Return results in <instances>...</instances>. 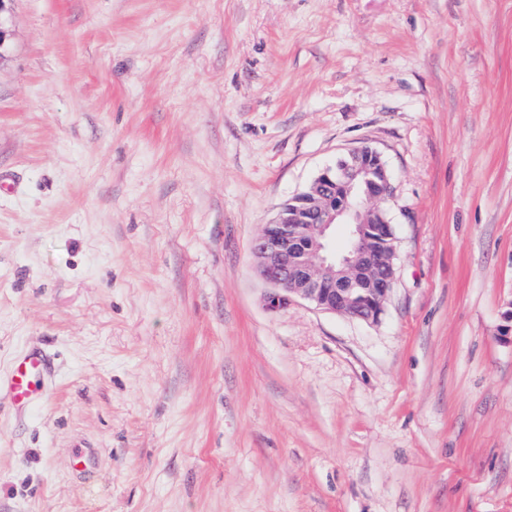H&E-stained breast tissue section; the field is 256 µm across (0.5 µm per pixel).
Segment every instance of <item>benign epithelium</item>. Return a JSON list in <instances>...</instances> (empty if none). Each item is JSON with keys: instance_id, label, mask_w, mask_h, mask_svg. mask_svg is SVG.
Here are the masks:
<instances>
[{"instance_id": "obj_1", "label": "benign epithelium", "mask_w": 512, "mask_h": 512, "mask_svg": "<svg viewBox=\"0 0 512 512\" xmlns=\"http://www.w3.org/2000/svg\"><path fill=\"white\" fill-rule=\"evenodd\" d=\"M391 194L385 162L365 146L352 150L342 166L323 168L307 190L284 202L252 243L257 271L270 285L266 309L280 312L303 299L378 321L394 281V229L381 206ZM338 224L347 227L341 249L333 239Z\"/></svg>"}]
</instances>
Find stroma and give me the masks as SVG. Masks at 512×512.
Returning a JSON list of instances; mask_svg holds the SVG:
<instances>
[{
	"label": "stroma",
	"mask_w": 512,
	"mask_h": 512,
	"mask_svg": "<svg viewBox=\"0 0 512 512\" xmlns=\"http://www.w3.org/2000/svg\"><path fill=\"white\" fill-rule=\"evenodd\" d=\"M0 512H512V0H10ZM392 174L378 322L268 312L253 240ZM84 469L73 467L76 454ZM48 372L45 356L39 352H26L16 357L9 374L2 382L14 404L27 407L40 403L46 396L44 379Z\"/></svg>",
	"instance_id": "35a3bbf8"
}]
</instances>
